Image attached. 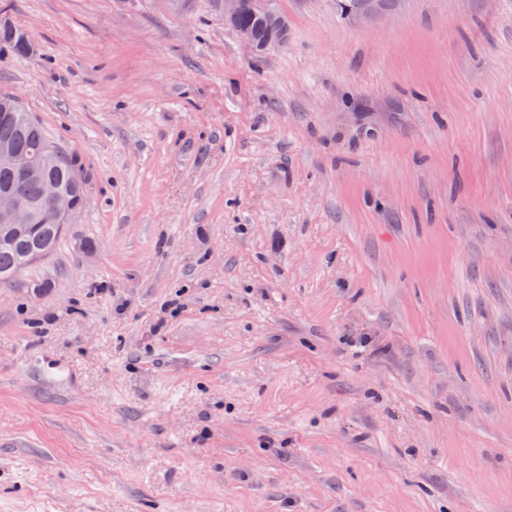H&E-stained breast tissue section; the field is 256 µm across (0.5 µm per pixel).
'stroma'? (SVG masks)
<instances>
[{
  "label": "stroma",
  "instance_id": "1",
  "mask_svg": "<svg viewBox=\"0 0 512 512\" xmlns=\"http://www.w3.org/2000/svg\"><path fill=\"white\" fill-rule=\"evenodd\" d=\"M0 0L86 204L0 284V512H512V0ZM219 1L224 13L225 26L230 27L252 53L259 54L269 48L280 47L287 42L288 20L270 6L272 0ZM245 14H250L244 17V22L251 25L255 34L250 26L241 23V18ZM258 17L263 21L266 29ZM389 4V0H356L355 7L348 11V15L352 19L367 21L386 11Z\"/></svg>",
  "mask_w": 512,
  "mask_h": 512
}]
</instances>
